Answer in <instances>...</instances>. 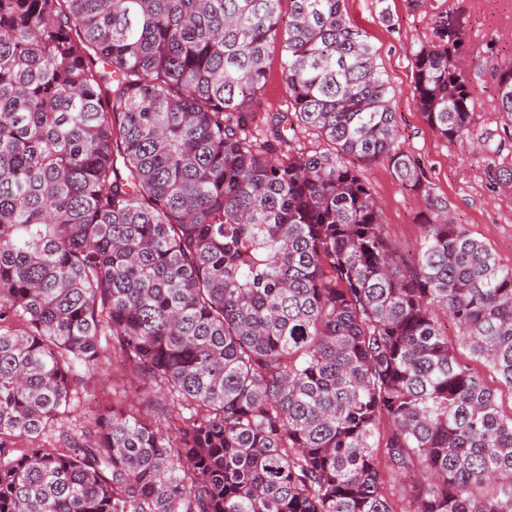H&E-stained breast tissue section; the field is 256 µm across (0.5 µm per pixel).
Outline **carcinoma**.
<instances>
[{
    "label": "carcinoma",
    "instance_id": "obj_1",
    "mask_svg": "<svg viewBox=\"0 0 512 512\" xmlns=\"http://www.w3.org/2000/svg\"><path fill=\"white\" fill-rule=\"evenodd\" d=\"M466 46L445 11L412 52L449 141ZM274 53L288 110L254 131ZM389 94L345 0H0V512H512V415L473 368L512 389V267ZM379 159L425 202L414 253L355 165ZM113 358L149 414L14 447Z\"/></svg>",
    "mask_w": 512,
    "mask_h": 512
}]
</instances>
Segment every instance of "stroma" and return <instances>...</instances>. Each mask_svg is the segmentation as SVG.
Returning <instances> with one entry per match:
<instances>
[{"instance_id": "obj_1", "label": "stroma", "mask_w": 512, "mask_h": 512, "mask_svg": "<svg viewBox=\"0 0 512 512\" xmlns=\"http://www.w3.org/2000/svg\"><path fill=\"white\" fill-rule=\"evenodd\" d=\"M391 23L379 17L376 0H347L351 19L376 46L378 62L390 83L399 142L425 163L435 195L448 203L456 222L466 225L503 265L512 266V188L495 176V162L480 152L476 140L488 128H501L506 151L512 152V126L502 127L494 110L495 78L491 63H512V0H432V13L412 10L407 0H389ZM452 10L472 49L474 67L481 76L473 82L476 109L470 137L448 141L423 120L413 101L411 50L429 31L433 13ZM384 215L386 231L407 252L418 249L425 209L421 196L408 193L395 181L384 161L361 165ZM130 382L123 365L87 374L73 396L64 426L91 425L103 407L129 401Z\"/></svg>"}]
</instances>
